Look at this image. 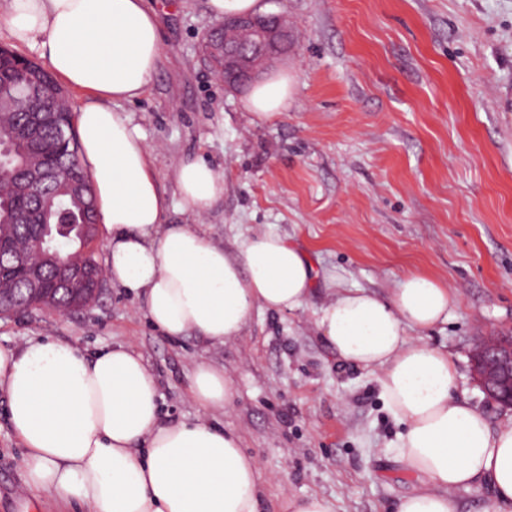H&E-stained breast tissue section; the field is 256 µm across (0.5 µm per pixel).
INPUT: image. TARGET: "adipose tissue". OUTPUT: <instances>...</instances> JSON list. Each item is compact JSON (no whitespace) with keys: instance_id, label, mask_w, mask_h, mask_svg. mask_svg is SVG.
Segmentation results:
<instances>
[{"instance_id":"obj_1","label":"adipose tissue","mask_w":512,"mask_h":512,"mask_svg":"<svg viewBox=\"0 0 512 512\" xmlns=\"http://www.w3.org/2000/svg\"><path fill=\"white\" fill-rule=\"evenodd\" d=\"M14 45L39 50L68 87L90 93L78 111L80 160L105 231L106 274L143 297L165 336L193 332L221 344L241 334L254 310L306 304L319 277L286 238L266 231L229 256L203 231L166 224L169 208L153 157L122 105L149 87L162 57L156 13L146 0H0V28ZM293 79L273 72L248 90L253 115L288 108ZM182 210L200 215L224 196V174L182 162ZM454 297L440 280L410 274L381 297L337 287L315 325L345 363L378 371L386 406L404 428L399 457L420 485L396 512H458L454 493L482 482L490 512H512V421L491 427L457 394L446 351L410 339L447 323ZM0 390L23 449L25 486L91 512H260L264 481L240 436L204 421L163 423L159 390L140 355L29 340L0 348ZM208 409L233 398L222 368L202 362L189 380Z\"/></svg>"}]
</instances>
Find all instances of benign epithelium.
<instances>
[{
    "label": "benign epithelium",
    "mask_w": 512,
    "mask_h": 512,
    "mask_svg": "<svg viewBox=\"0 0 512 512\" xmlns=\"http://www.w3.org/2000/svg\"><path fill=\"white\" fill-rule=\"evenodd\" d=\"M220 31L209 32L204 41L216 37L223 49L224 67L221 78L224 86L239 91L257 81L269 64L284 56L282 44L295 40L288 25L274 14H244L229 17L219 23ZM104 288L103 277H98L93 288L82 290L76 307L93 304ZM52 294L40 278L28 273L24 287L0 290V316L35 307L41 311L58 313L41 300ZM474 382L488 402L512 408V339L492 338L477 347L470 356Z\"/></svg>",
    "instance_id": "obj_1"
}]
</instances>
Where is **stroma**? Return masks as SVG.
<instances>
[{"label": "stroma", "mask_w": 512, "mask_h": 512, "mask_svg": "<svg viewBox=\"0 0 512 512\" xmlns=\"http://www.w3.org/2000/svg\"><path fill=\"white\" fill-rule=\"evenodd\" d=\"M297 34L281 66L297 78L287 111L256 120L245 96L211 74L201 42L208 0H148L163 56L148 90L124 103L153 153L171 207L163 221L207 231L228 254L274 231L320 273L294 311H253L237 338L172 340L143 300L105 287L83 310L0 319V347L42 337L84 349L129 344L155 377L164 421L208 419L234 429L267 483L263 512L284 496L319 495L335 512H395L418 486L398 460L403 430L378 373L338 359L315 326L337 286L391 294L408 273L447 282V323L423 332L447 351L458 394L492 426L471 377L487 337L512 336V0H266ZM201 158L223 168L224 197L204 216L182 211L174 171ZM233 382L227 410L189 394L197 362ZM24 450L0 392V512H61L33 497Z\"/></svg>", "instance_id": "1"}]
</instances>
